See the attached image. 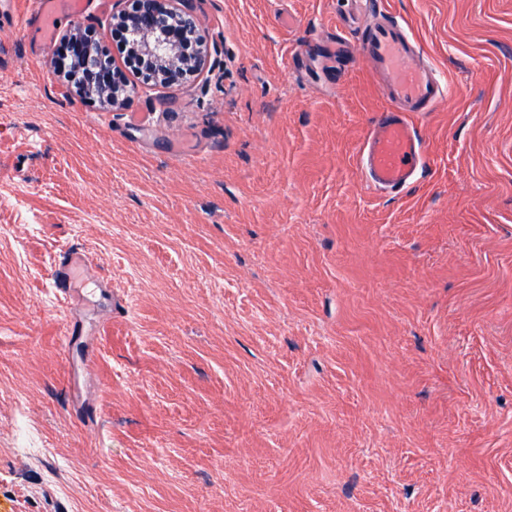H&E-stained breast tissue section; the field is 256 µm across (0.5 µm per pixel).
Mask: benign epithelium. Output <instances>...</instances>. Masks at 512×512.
<instances>
[{
	"mask_svg": "<svg viewBox=\"0 0 512 512\" xmlns=\"http://www.w3.org/2000/svg\"><path fill=\"white\" fill-rule=\"evenodd\" d=\"M176 0H131L112 16V28L137 36L134 61L142 81L165 86L198 75L206 61V40L197 18L175 6ZM72 60L68 80L88 96L123 105L132 93L126 74L114 63L95 30L77 27L68 37Z\"/></svg>",
	"mask_w": 512,
	"mask_h": 512,
	"instance_id": "obj_1",
	"label": "benign epithelium"
}]
</instances>
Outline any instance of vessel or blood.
Segmentation results:
<instances>
[{
	"label": "vessel or blood",
	"instance_id": "obj_1",
	"mask_svg": "<svg viewBox=\"0 0 512 512\" xmlns=\"http://www.w3.org/2000/svg\"><path fill=\"white\" fill-rule=\"evenodd\" d=\"M31 13L40 22L43 41L56 34L59 15L77 18L85 11L86 0H30ZM355 51L378 76L387 101L384 111L376 113L361 154V169L376 190L393 193L411 185L426 162L425 150L412 117L429 112L447 96V87L437 78L433 67L417 62L419 48L406 24L389 14L368 24L356 44L344 37L336 39L337 55ZM85 260L65 252L55 263L52 278L63 296H70L73 282L86 276Z\"/></svg>",
	"mask_w": 512,
	"mask_h": 512
}]
</instances>
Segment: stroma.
Here are the masks:
<instances>
[{"label": "stroma", "instance_id": "35a3bbf8", "mask_svg": "<svg viewBox=\"0 0 512 512\" xmlns=\"http://www.w3.org/2000/svg\"><path fill=\"white\" fill-rule=\"evenodd\" d=\"M376 2L448 87L400 194L359 167L367 64L322 53L354 0H179L208 58L171 87L127 0L49 44L0 0V512H512V0ZM77 24L124 108L56 73ZM71 248L118 310L63 301Z\"/></svg>", "mask_w": 512, "mask_h": 512}]
</instances>
